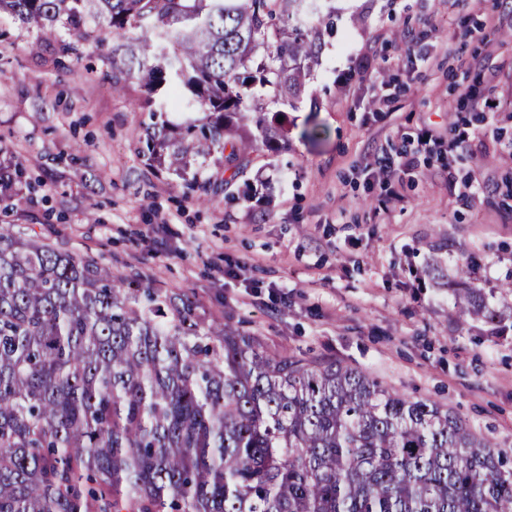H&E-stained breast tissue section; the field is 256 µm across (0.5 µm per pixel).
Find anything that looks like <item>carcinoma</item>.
<instances>
[{
	"mask_svg": "<svg viewBox=\"0 0 512 512\" xmlns=\"http://www.w3.org/2000/svg\"><path fill=\"white\" fill-rule=\"evenodd\" d=\"M313 0H0L62 28L102 23L112 90L135 82L153 167L221 150L230 180L322 51ZM173 107L190 113L180 123ZM255 113V129L243 114ZM22 164H0V201ZM459 316L498 315L476 288ZM219 337L214 344L211 337ZM0 512H512V458L452 411L334 361L269 353L193 303L0 226Z\"/></svg>",
	"mask_w": 512,
	"mask_h": 512,
	"instance_id": "cac0c4a2",
	"label": "carcinoma"
}]
</instances>
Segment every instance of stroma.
<instances>
[{
	"label": "stroma",
	"mask_w": 512,
	"mask_h": 512,
	"mask_svg": "<svg viewBox=\"0 0 512 512\" xmlns=\"http://www.w3.org/2000/svg\"><path fill=\"white\" fill-rule=\"evenodd\" d=\"M324 2L336 25L301 103L243 176L226 181L213 152L198 171L216 184L203 201L139 154L150 118L140 87L112 91L110 35L68 58L54 50L64 30L1 14L0 161L26 174L0 224L187 294L203 327L228 323L268 350L331 358L435 401L512 456V105L492 114L495 139L456 164L438 144L411 173L365 169L424 125L479 132L459 87L487 96L494 70L512 71V26L494 48L479 38L477 0L454 11L448 0ZM422 28L434 49L416 80L404 34ZM361 51L374 53L390 106L355 75ZM458 287L480 289L498 323L452 316Z\"/></svg>",
	"instance_id": "1"
}]
</instances>
